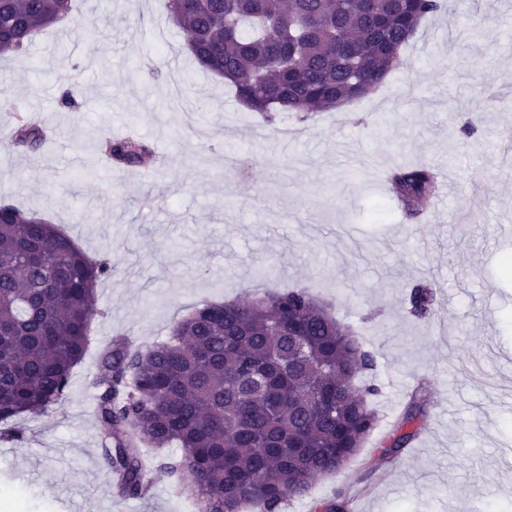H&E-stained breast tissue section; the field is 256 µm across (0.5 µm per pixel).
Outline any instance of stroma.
<instances>
[{"label":"stroma","mask_w":512,"mask_h":512,"mask_svg":"<svg viewBox=\"0 0 512 512\" xmlns=\"http://www.w3.org/2000/svg\"><path fill=\"white\" fill-rule=\"evenodd\" d=\"M510 21L512 0H456L422 23L380 90L303 123L285 117L303 133L288 147L194 64L166 0H74L66 22L0 57V112L51 127L33 151L0 143V200L112 267L68 392L22 419L23 441L0 443V512H196L162 473L144 498L114 495L93 412L97 353L120 333L167 340L204 303L295 286L374 353L381 422L340 474L280 512L339 492L350 512H512V275L501 267L512 257ZM468 120L470 140L459 134ZM127 124L167 157L150 176L99 164L101 140ZM402 161L452 178L456 195L408 218L386 182ZM419 283L435 293L425 320L408 301ZM419 385L421 432L385 460Z\"/></svg>","instance_id":"1"}]
</instances>
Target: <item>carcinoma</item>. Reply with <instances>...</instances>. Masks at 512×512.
<instances>
[{"mask_svg": "<svg viewBox=\"0 0 512 512\" xmlns=\"http://www.w3.org/2000/svg\"><path fill=\"white\" fill-rule=\"evenodd\" d=\"M170 18L193 59L234 89L268 125L280 115L331 112L382 86L426 18L448 0H169ZM72 12V0H0V56L23 49L40 29ZM35 150L43 128L15 113L5 134ZM124 167L150 163L135 139L103 146ZM390 190L410 218L426 213L436 176L402 163ZM110 264L89 259L63 231L0 202V439L19 442L15 420L43 413L68 388L97 311V282ZM434 292L414 286L412 313L424 318ZM374 353L296 287L249 302L196 308L170 337L140 351L117 337L97 360L96 415L109 440L104 462L124 498L150 489L144 446L178 454L155 468L195 497L200 512H279L307 495L314 478L339 473L379 423L377 386L366 379ZM424 395L415 391L383 446L394 459L417 436ZM338 493L313 512H346Z\"/></svg>", "mask_w": 512, "mask_h": 512, "instance_id": "carcinoma-1", "label": "carcinoma"}]
</instances>
